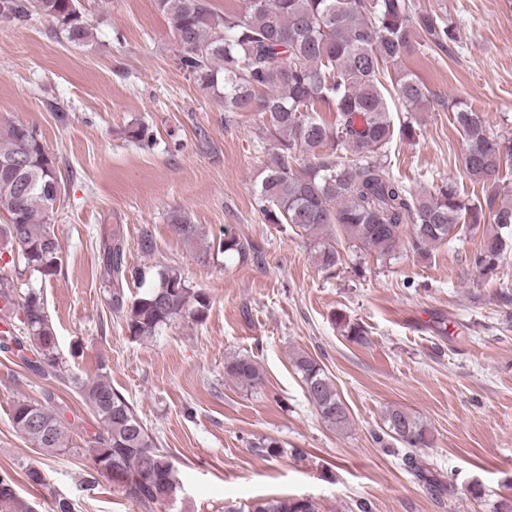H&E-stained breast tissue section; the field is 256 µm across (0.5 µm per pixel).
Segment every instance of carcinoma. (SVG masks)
Masks as SVG:
<instances>
[{
  "mask_svg": "<svg viewBox=\"0 0 512 512\" xmlns=\"http://www.w3.org/2000/svg\"><path fill=\"white\" fill-rule=\"evenodd\" d=\"M155 5L171 25L179 70L220 98L224 111L262 115L266 137L276 149L255 192L266 223L286 225L313 241L330 230L384 256L405 238L422 253L489 220L493 228L483 233L474 264L484 275L494 273L512 244V202L495 191L501 168L512 165V136L489 134L480 113L455 103L454 119L465 140L466 174L488 189L473 204L447 182L433 193L414 192L383 160L395 137L416 135L410 121L395 125L385 91L392 88L407 112L428 103V87L404 60L421 40L439 50L456 42V32L444 17L422 9L417 0H261L258 6L244 0L242 9L222 15L212 0H155ZM33 11L74 46L94 39V27L79 0H0V20L23 24ZM324 110L333 117H324ZM343 152L351 158L342 159ZM16 158L21 162L16 178L0 171V209L7 215L0 235L17 246V261L24 269L54 275L62 253L50 224L54 197L61 191L57 158L34 128L10 123L0 129V161ZM171 223L184 242L200 240L199 227L188 216L174 214ZM214 248L242 261L258 253L257 245L241 237L232 224L224 225L218 244L205 243L202 255ZM317 256L325 271L341 258L330 244L320 245ZM102 262L105 283L112 290L111 312L135 339L152 337L183 315L201 321L209 311V296L174 267L159 270L156 285L128 300L124 285L144 280L145 272L126 263L119 224L103 242ZM0 312L14 314L0 329V348L14 350L39 376L72 387L93 418L92 429L84 430V452L92 463L87 490L95 489L96 475L109 469L108 480L146 512L177 501L183 486L158 437L108 381L85 382L65 375L41 294L32 288L18 294L3 267ZM340 324L352 341L368 343L366 328L344 318ZM293 366L321 421L332 427L346 425L347 407L319 362L301 352ZM224 373L244 386L262 382L259 364L249 355L229 359ZM11 420L16 431L54 454L69 451V431L77 428L63 411L29 400L13 405ZM383 421L373 441L397 453L405 467L420 470L413 449L430 445L423 421L399 406L388 407ZM252 447L270 456L306 455L302 448L285 450L275 438H262ZM0 507L4 512H33L16 495L7 475L0 476ZM248 512H318V506L310 499L278 498L254 503Z\"/></svg>",
  "mask_w": 512,
  "mask_h": 512,
  "instance_id": "1",
  "label": "carcinoma"
}]
</instances>
